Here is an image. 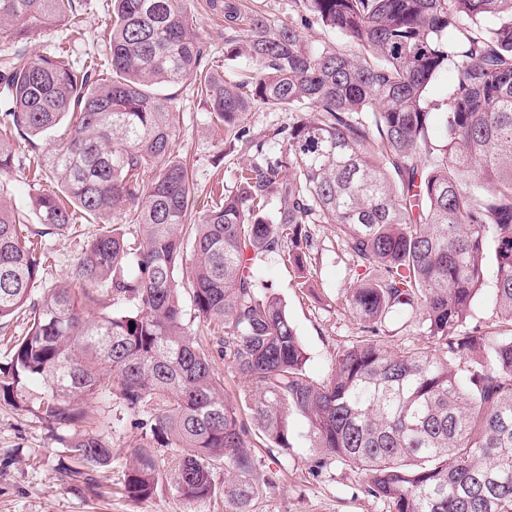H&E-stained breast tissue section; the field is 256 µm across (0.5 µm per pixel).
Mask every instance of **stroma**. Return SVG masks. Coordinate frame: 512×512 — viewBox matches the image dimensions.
Instances as JSON below:
<instances>
[{
    "label": "stroma",
    "instance_id": "obj_1",
    "mask_svg": "<svg viewBox=\"0 0 512 512\" xmlns=\"http://www.w3.org/2000/svg\"><path fill=\"white\" fill-rule=\"evenodd\" d=\"M187 7L205 55L223 60L225 40L242 36V28H229L223 12L211 8L207 0H188ZM111 23L110 0H86L78 26L61 23L34 32L27 41V51H50L78 63L90 55L105 58L108 45L100 35ZM174 93L180 122L173 136V149L193 164L197 204L203 207L222 191L234 189L233 171L242 157L230 151L223 130L211 127L206 104L193 85L178 86ZM35 170L30 153L21 149L14 169L0 177V189L17 208H28L30 194L50 186L49 180L35 179ZM93 231V225L81 224L67 235L43 238L48 267L43 287L67 275L85 237ZM314 254L312 292L297 288L292 272L274 257L262 264L260 278L284 298L308 352L307 372L320 380L331 372L335 346L357 336L359 326L343 308V290L352 277L351 262L337 248L331 225H318ZM95 406L110 423L112 462L68 478L64 475L68 461L62 454L58 433L38 423L31 414L0 401V512H224V471L220 468L214 473L215 492L203 502L181 499L168 472L151 498L133 501L125 497L121 492L125 475L131 457L143 442L148 417L140 411L126 410L112 399H96ZM290 428L295 443L287 463L267 455L262 458L264 471L276 475L275 487L263 494V512H383L380 502L359 491L356 473L336 468L312 476V441L306 424L294 417Z\"/></svg>",
    "mask_w": 512,
    "mask_h": 512
}]
</instances>
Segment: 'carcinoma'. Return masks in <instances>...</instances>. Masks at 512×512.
Segmentation results:
<instances>
[{"mask_svg": "<svg viewBox=\"0 0 512 512\" xmlns=\"http://www.w3.org/2000/svg\"><path fill=\"white\" fill-rule=\"evenodd\" d=\"M293 3L300 21L272 28L256 13L244 36L225 41L224 60L259 65L238 80L204 62L187 0H112L103 64L20 53L0 66V174L20 142L34 153L66 126L38 160L53 187L30 195L45 230L0 195V324L29 315L0 367V397L49 428L76 430L63 448L72 474L112 458L93 400L147 413L124 485L134 500L159 483L147 449L174 448L179 497L209 499L222 466L224 512H259L275 477L253 448L288 456L289 419L299 416L313 441L310 471L361 475L386 512H512V0ZM78 7L0 0V37L23 43L76 19ZM310 23L344 44L304 45L298 25ZM448 67L457 79L433 104L429 87ZM188 81L247 157L235 189L202 211L172 150L168 89ZM254 102L304 116L259 139L246 125ZM82 222L98 228L71 272L35 294L41 237ZM317 224L333 226L352 261L345 301L362 333L336 346L320 381L307 373L285 300L258 275L278 256L310 287ZM490 268L496 327L470 328ZM184 287L203 339L185 323ZM107 297L128 308L97 312ZM394 314L421 347L395 349Z\"/></svg>", "mask_w": 512, "mask_h": 512, "instance_id": "1", "label": "carcinoma"}]
</instances>
